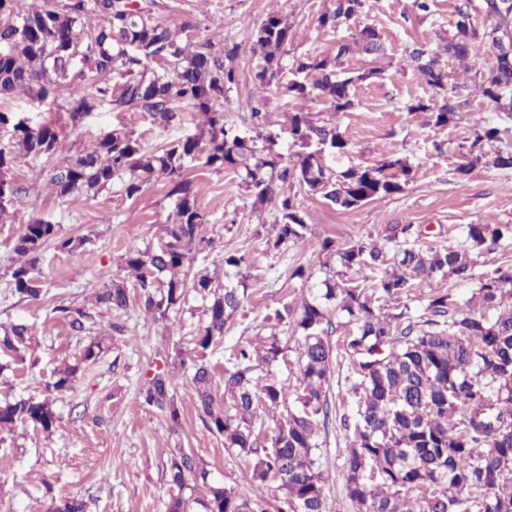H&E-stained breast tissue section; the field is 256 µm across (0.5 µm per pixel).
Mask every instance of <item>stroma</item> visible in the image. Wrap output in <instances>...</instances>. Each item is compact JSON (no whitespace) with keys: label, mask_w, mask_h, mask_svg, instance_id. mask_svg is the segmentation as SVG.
<instances>
[{"label":"stroma","mask_w":512,"mask_h":512,"mask_svg":"<svg viewBox=\"0 0 512 512\" xmlns=\"http://www.w3.org/2000/svg\"><path fill=\"white\" fill-rule=\"evenodd\" d=\"M157 16L174 21L196 16L204 35L221 32L237 45L233 65L238 82L224 97V118L243 131H251L245 101L254 95L256 59L252 33L267 12L277 9L288 20L294 39L290 54L329 57L336 43L369 25L381 34L386 54L380 59L355 53L349 69H382L381 79L356 87L354 105L345 112L331 111L324 101L310 106L317 124L336 127L348 140L344 154L325 155L326 165L342 171L353 165L373 164L383 153L398 151L419 164V173L403 193L378 197L352 211L342 210L318 196L301 195L310 230L302 242L274 247L270 228L274 214L246 191L241 169L216 170L196 162L186 165L197 201L206 215L203 234L212 245L199 254L194 269L220 272L225 254L244 256L247 262V297L225 328L224 338L211 347L206 359L212 366L211 391L225 411L233 400L224 391V368L239 346L259 343L270 330L265 314L283 305L301 304L314 284L325 277L324 238L337 244L360 240L393 251L387 237L393 226L412 224L422 235L421 247L442 248L461 244L469 224H512V169L479 168L465 178L455 173L461 159L455 151L468 138L474 124L512 126L506 113L484 100L477 87L492 60L489 46L474 49L466 67L453 68V80L462 85L465 99L460 120L441 128L423 115H408L411 98L428 97L429 89L408 64L412 48L442 49L453 31L456 0H431L428 14L419 13L413 0H365L362 13L337 29L321 28L318 18L333 8L334 0H157ZM0 111L20 112L36 121H52L60 128L58 157L89 146L101 134L122 129L139 139L146 150L167 147L195 134L199 113L183 110L171 123L154 119L140 109L113 111L102 105L78 118L50 112L29 95L0 100ZM35 163L18 155L12 175L22 187L20 199L0 215V326L23 321L32 335L24 350H0V403L19 397L49 399L58 420L51 430L16 425L0 431V512H48L52 499L77 496L86 512H166L165 472L175 449L191 452L211 478L228 487L245 488L247 463L210 433L195 406V389L186 372L171 376L172 392L181 409L180 423L143 406L139 389L164 368L173 348L196 358L194 338L203 320L205 299L188 291L174 324L154 321L137 305L117 312L96 305L95 294L112 282L134 288L121 268L126 251L157 246L162 226L174 208L165 176L153 177L142 194L127 198L121 182L89 195L57 198L50 186L33 178ZM43 219L58 225L64 237L79 239V246L62 252L47 246L43 269L49 279L41 300L24 301L13 295L5 268L14 258L13 243L24 224ZM304 265L308 280L291 278L296 265ZM93 309L95 322L84 337L101 341L104 351L84 364L74 389L45 393L53 371L76 363L81 338L55 318V305ZM121 324L123 333L112 331ZM287 351L271 365L272 374L286 394L279 407L257 406V429L272 435L292 406L290 396L298 383V343L292 331L280 330ZM319 468L327 512H351L342 479V462L349 433L339 420L319 431Z\"/></svg>","instance_id":"stroma-1"}]
</instances>
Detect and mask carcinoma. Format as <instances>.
<instances>
[{
  "label": "carcinoma",
  "mask_w": 512,
  "mask_h": 512,
  "mask_svg": "<svg viewBox=\"0 0 512 512\" xmlns=\"http://www.w3.org/2000/svg\"><path fill=\"white\" fill-rule=\"evenodd\" d=\"M363 2L335 0L334 9L318 17L319 26L337 28L357 16ZM155 6V0H43L23 14L18 0H0V96L27 93L73 117L104 102L118 112L141 109L165 123L184 105L203 117L197 133L169 148L148 152L133 135L115 129L89 148L57 160L59 134L53 124L31 125L27 118L0 111V125L12 124L11 139L0 147V215L23 192L9 175L18 150L41 162L39 176L59 198L100 191L122 175L128 176L126 196L134 198L154 174L167 175V196L175 199V207L167 218L165 241L156 248L129 250L123 265L135 279L139 308L157 320L170 321L179 313L189 287L209 298L195 336V349L204 353L224 338L225 326L247 297L248 274L243 257L226 254L225 284L209 273L190 283L179 277L193 255L210 245L201 234L206 215L192 181L184 177L186 160L201 156L208 167L243 169L255 201L277 211L271 227L277 248L305 239L309 231L298 195L285 191L284 184L348 211L404 192L418 170L390 151L375 164L333 172L323 154L345 152L348 141L336 128L314 124L306 111L308 103L322 100L333 111L345 112L352 108L359 84L381 78L378 68H344L351 53L384 52L375 28L365 26L352 39L337 42L332 58H290L294 33L281 11L269 12L252 35L258 95L246 102L255 126V136L247 139L224 120L221 109L224 94L236 83L230 65L234 48L221 35L199 36V22L191 15L160 21ZM475 13L485 14L491 26L478 29ZM87 22L85 33L81 26ZM504 37L512 40V0H457L454 31L443 52L462 63L476 43L489 45L493 62L481 73L478 87L498 110L512 112V57L503 55ZM409 59L434 96L410 100L407 112L427 114V122L436 127L455 122L462 112L461 87L448 86L440 55L414 48ZM87 73L92 83L79 82ZM272 86L295 103L284 129L292 144L302 148L295 161H285L275 151L280 134L267 129V113L260 110L263 93ZM501 134L498 127L474 126L472 139L457 147L463 162L455 172L463 178L478 167L512 168V152L490 150ZM510 238L511 224H469L457 247L424 250L407 243L396 252L392 269L368 288L353 284L348 275L379 269L385 263L383 250L359 240L338 246L324 239L322 251L337 270L300 308L285 304L266 315L271 331L260 347L240 349L224 368L232 414L216 406L205 356L188 366L183 352L175 351L167 369L155 372L142 387L144 404L180 423L169 370H190L202 422L224 438V447L246 459L249 486L235 489L214 482L192 453L178 448L166 469L167 512H193L194 504L201 512H268L262 489L270 481L286 491L277 512H326L315 437L332 416L326 385L333 367L329 334L334 315L354 324L344 337L351 371L342 393L349 411L340 418L351 432L343 478L353 512H512V269L482 276L466 300L441 286L447 278L469 283L482 252ZM50 243L60 251L74 248V240L61 237L56 225L39 219L24 225L14 241L20 263L9 268V284L20 299L43 295L41 263ZM417 280L433 284L421 314L403 302ZM96 303L124 310L129 293L114 282L98 291ZM52 312L76 333L95 319L84 307L57 305ZM282 325L301 332L299 385L295 408L279 421L265 446L256 430L254 373L260 364L270 365L283 355L277 332ZM29 335L28 324L14 323L4 329L0 346L13 350ZM102 352L101 342L88 343L78 363L53 373L45 389L74 388L82 365L95 362ZM261 395L267 404L280 405L281 382L266 378ZM57 420L46 398L0 405V430L24 423L48 431ZM54 512H85V504L74 496L62 497Z\"/></svg>",
  "instance_id": "cac0c4a2"
}]
</instances>
